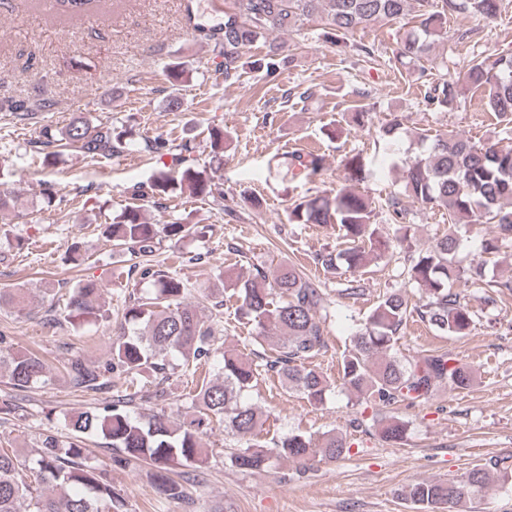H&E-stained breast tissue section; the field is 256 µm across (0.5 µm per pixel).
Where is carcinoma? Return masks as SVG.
<instances>
[{"mask_svg": "<svg viewBox=\"0 0 512 512\" xmlns=\"http://www.w3.org/2000/svg\"><path fill=\"white\" fill-rule=\"evenodd\" d=\"M499 10L500 0H441L438 10L429 8V0H224V24L217 29L213 52L221 58L224 82L234 84L248 72L271 77L280 69L278 47L272 42L262 56L243 53L245 47L268 40L274 32H298L316 18L340 41L360 27L397 25L403 33L396 61L411 70L432 53L448 16L470 13L490 19ZM412 12L415 25L406 30L405 19ZM468 89L480 91L485 107L499 117V139L475 145L458 134L439 136L403 172L408 197L424 207L448 212V233L431 246L413 249L405 224L395 225L391 233L383 230L374 222L373 201L347 186L296 201L288 214L293 223L335 224L342 231L344 247L316 254V264L355 273L388 253L403 252L404 278L425 294V303L414 307L399 290L385 294L340 357L341 389L376 407L371 417L354 418L352 427L376 428L384 440L395 444L406 440L407 424L389 414L394 405L427 400L443 385L466 390L474 379L473 371L447 352L412 359L398 355L395 346L408 318L415 314L448 336H465L476 313L453 290L455 282L483 283L494 289V294L484 296V301L491 303L512 293L511 282L486 280L483 266L466 270L459 266V239L454 231L457 224L491 223L497 231L483 240V252L497 255L512 250V147L500 146V140L512 137V51L502 50L492 58L474 61L464 81L436 84L427 92V100L448 109ZM208 135L212 152L221 156L229 132L210 128ZM53 144L59 150L46 153L47 159L59 157L67 148L92 160L109 158L122 152L123 146L119 137L112 136L110 126H94L83 116L75 117L60 139L46 135L42 145ZM343 167L346 181L362 179L360 158H345ZM133 194L151 196L155 206L173 194L210 198L215 205L224 206L222 184L192 167L184 168L176 178L161 171L149 190L138 186ZM103 234L117 249L147 255L164 240L179 242L203 231L181 222L156 224L147 217L144 206L133 205L112 216ZM139 271L140 279L150 282L151 288L124 308L123 332L112 341L110 359L96 366L78 357L64 363L69 383L77 390H110L116 379L124 382L125 390L112 396V405L101 412L81 411L70 416L65 421L68 440L46 435L28 474L19 468L16 453L0 450V512H125L124 500L104 474L84 462L82 439L89 435L102 436L127 461L149 466L157 492L172 500L184 497L183 485L172 477L173 468L208 463L201 435L214 419L245 440L230 452L239 469L261 470L277 456L304 470L316 456L336 460L349 454L351 444L334 431L316 440L294 433L263 440L257 409L242 400L258 377L269 373L313 405L324 403L334 388L322 371L307 364L327 348L320 316L327 301L319 285L299 267L281 265L270 274L258 269L250 278L234 283L238 318L259 328L253 344L261 349L248 354L218 344L212 326L186 302L188 282L150 265ZM103 293L96 281L78 282L68 292L65 319L92 324L105 318L107 310L100 303ZM46 295V288L38 293L30 288L1 290L0 304L30 308L44 302ZM218 357L221 378L202 379L191 395L190 411L177 426L163 413L139 410L141 403L163 399L165 390L129 391L148 378L162 381L177 370L195 371ZM50 375L37 354L7 345L6 337L0 335V376L8 384L29 389L45 383ZM489 479L488 466L476 465L455 479L416 482L404 496L420 512H461L475 503Z\"/></svg>", "mask_w": 512, "mask_h": 512, "instance_id": "1", "label": "carcinoma"}]
</instances>
